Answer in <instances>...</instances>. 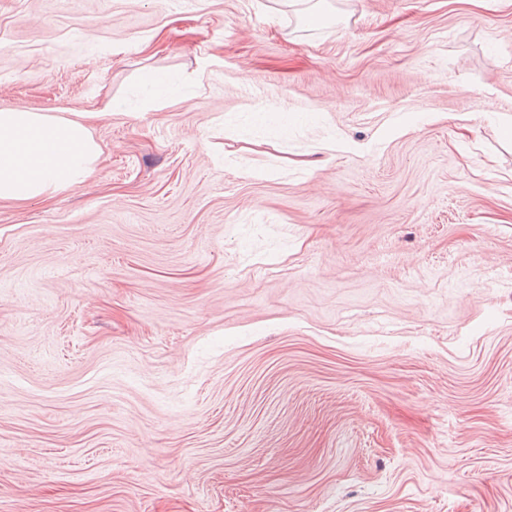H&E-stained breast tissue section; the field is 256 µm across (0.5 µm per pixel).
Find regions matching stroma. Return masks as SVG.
<instances>
[{
    "label": "stroma",
    "mask_w": 512,
    "mask_h": 512,
    "mask_svg": "<svg viewBox=\"0 0 512 512\" xmlns=\"http://www.w3.org/2000/svg\"><path fill=\"white\" fill-rule=\"evenodd\" d=\"M317 13L0 0V512H512V0ZM102 154L82 115L0 110V203L50 199L80 186Z\"/></svg>",
    "instance_id": "35a3bbf8"
}]
</instances>
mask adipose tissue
Listing matches in <instances>:
<instances>
[{
  "label": "adipose tissue",
  "mask_w": 512,
  "mask_h": 512,
  "mask_svg": "<svg viewBox=\"0 0 512 512\" xmlns=\"http://www.w3.org/2000/svg\"><path fill=\"white\" fill-rule=\"evenodd\" d=\"M102 153L83 117L0 110V203L50 199L82 185Z\"/></svg>",
  "instance_id": "obj_1"
}]
</instances>
